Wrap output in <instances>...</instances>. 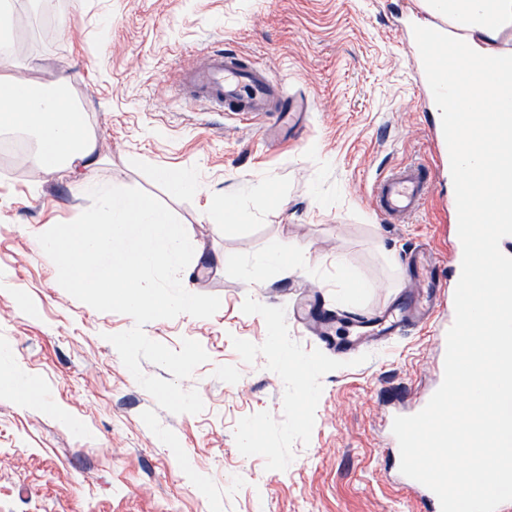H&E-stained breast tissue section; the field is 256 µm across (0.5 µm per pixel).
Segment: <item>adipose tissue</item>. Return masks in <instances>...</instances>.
<instances>
[{
	"mask_svg": "<svg viewBox=\"0 0 512 512\" xmlns=\"http://www.w3.org/2000/svg\"><path fill=\"white\" fill-rule=\"evenodd\" d=\"M435 16L448 15L455 31L449 42L461 43L475 61L496 54V43L512 26V0H426ZM66 76L44 88L15 77L0 78V127L29 128L37 136L35 166L53 173L73 163L94 169L100 162L95 137L86 133L80 108L64 95Z\"/></svg>",
	"mask_w": 512,
	"mask_h": 512,
	"instance_id": "1",
	"label": "adipose tissue"
}]
</instances>
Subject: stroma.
<instances>
[{
	"label": "stroma",
	"instance_id": "35a3bbf8",
	"mask_svg": "<svg viewBox=\"0 0 512 512\" xmlns=\"http://www.w3.org/2000/svg\"><path fill=\"white\" fill-rule=\"evenodd\" d=\"M13 11L29 21L11 26L8 75L68 76L103 157L93 179L167 206L194 247L184 288L221 306L145 325L209 356L181 383L203 411L160 409L107 340L133 319L72 297L33 244L90 206L82 170L0 158V353L33 387L28 399L0 389V512H423L401 485L391 422L439 385V343L411 325L389 347L341 356L292 311L307 297L345 315L340 257L367 286L354 305L365 314L426 295L401 260L417 245L449 275V171L412 224L387 223L361 189L377 170L431 157L439 115L409 59L423 0H57L50 14L45 0H13ZM225 45L311 101L301 134L212 113L181 90V70ZM163 168L192 171L202 194H171ZM224 199L244 214L228 229L211 221ZM274 242L307 263L247 281Z\"/></svg>",
	"mask_w": 512,
	"mask_h": 512
}]
</instances>
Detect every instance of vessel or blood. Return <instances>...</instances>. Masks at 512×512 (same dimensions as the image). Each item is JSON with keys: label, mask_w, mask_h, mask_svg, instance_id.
Segmentation results:
<instances>
[{"label": "vessel or blood", "mask_w": 512, "mask_h": 512, "mask_svg": "<svg viewBox=\"0 0 512 512\" xmlns=\"http://www.w3.org/2000/svg\"><path fill=\"white\" fill-rule=\"evenodd\" d=\"M184 88L192 99L207 104L214 112L263 113L275 119L288 114L299 120L307 113L302 97L281 100L266 67L246 64L230 49L213 51L204 67L186 71ZM363 191L376 214L394 224H409L424 211L433 196L435 174L429 166L411 161L377 173L371 183L364 185ZM431 294L432 304L422 312L397 305L373 316L346 317L348 336L335 343L336 352L350 350L356 336L390 340L401 335L405 325L413 320L423 326H435L436 314L447 294L445 284H437Z\"/></svg>", "instance_id": "1"}]
</instances>
